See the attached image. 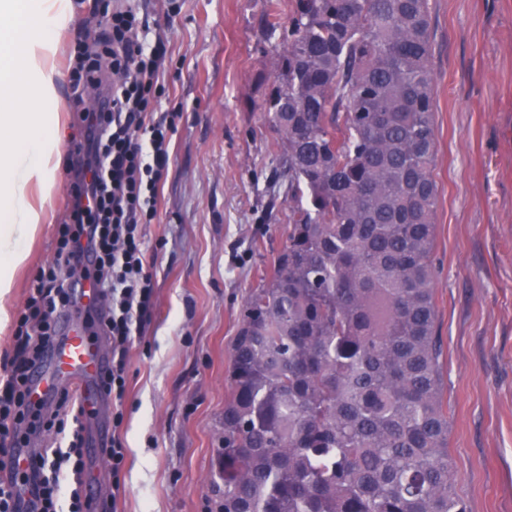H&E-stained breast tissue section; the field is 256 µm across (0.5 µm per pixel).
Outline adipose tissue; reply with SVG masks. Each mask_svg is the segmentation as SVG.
Returning a JSON list of instances; mask_svg holds the SVG:
<instances>
[{
    "label": "adipose tissue",
    "instance_id": "adipose-tissue-1",
    "mask_svg": "<svg viewBox=\"0 0 512 512\" xmlns=\"http://www.w3.org/2000/svg\"><path fill=\"white\" fill-rule=\"evenodd\" d=\"M71 19V0H0V63L8 71L0 78V297L14 288L57 185L64 103L56 57ZM28 86L38 91L29 101Z\"/></svg>",
    "mask_w": 512,
    "mask_h": 512
}]
</instances>
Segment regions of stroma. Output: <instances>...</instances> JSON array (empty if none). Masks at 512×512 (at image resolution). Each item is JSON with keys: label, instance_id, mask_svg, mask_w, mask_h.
Segmentation results:
<instances>
[{"label": "stroma", "instance_id": "stroma-1", "mask_svg": "<svg viewBox=\"0 0 512 512\" xmlns=\"http://www.w3.org/2000/svg\"><path fill=\"white\" fill-rule=\"evenodd\" d=\"M113 0H72L57 62L66 75L63 165L52 208L0 299L12 320L51 260L70 210L82 114L68 81L76 44ZM161 40V111L175 132L147 225L155 304L127 356L122 400L103 397L84 436L120 435L86 467L92 506L119 512H216L229 351L242 304L288 237V203L270 184L274 134L264 110L276 52L262 51L269 0H135ZM439 190L434 292L444 341L448 452L471 512H512V0H429Z\"/></svg>", "mask_w": 512, "mask_h": 512}]
</instances>
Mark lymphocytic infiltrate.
<instances>
[{
    "label": "lymphocytic infiltrate",
    "instance_id": "1",
    "mask_svg": "<svg viewBox=\"0 0 512 512\" xmlns=\"http://www.w3.org/2000/svg\"><path fill=\"white\" fill-rule=\"evenodd\" d=\"M147 28L146 17L129 8L118 9L112 13L111 33L80 48L75 93H97L104 105L83 115L82 137L75 147L70 221L60 225L54 257L31 284V312L20 319L15 331L23 356L0 381L1 443L14 447L28 443L33 419L60 432L66 424L81 422L80 414L67 412L68 394H61L51 411L29 398L30 372L56 337V314L75 304L71 289L75 268H83L108 300L100 327L112 341V370L102 391L118 400L124 396L131 336L141 332L155 299L142 228L157 216L158 187L174 132L166 118L153 116L166 47L159 41L140 40L139 31ZM87 255L92 263H84ZM80 444L76 430L67 448H42L28 467L12 466L0 479V512H17L22 493L28 496L29 512H60L64 499L69 502L67 512H87L89 503L79 490H64L60 481L66 469L76 477L82 474Z\"/></svg>",
    "mask_w": 512,
    "mask_h": 512
}]
</instances>
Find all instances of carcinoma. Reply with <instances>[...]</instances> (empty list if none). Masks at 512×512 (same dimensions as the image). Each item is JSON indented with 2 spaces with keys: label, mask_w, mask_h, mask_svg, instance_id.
I'll list each match as a JSON object with an SVG mask.
<instances>
[{
  "label": "carcinoma",
  "mask_w": 512,
  "mask_h": 512,
  "mask_svg": "<svg viewBox=\"0 0 512 512\" xmlns=\"http://www.w3.org/2000/svg\"><path fill=\"white\" fill-rule=\"evenodd\" d=\"M429 0H291L266 99L288 240L248 294L219 512H468L448 453Z\"/></svg>",
  "instance_id": "1"
}]
</instances>
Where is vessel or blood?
Returning <instances> with one entry per match:
<instances>
[{
	"instance_id": "obj_1",
	"label": "vessel or blood",
	"mask_w": 512,
	"mask_h": 512,
	"mask_svg": "<svg viewBox=\"0 0 512 512\" xmlns=\"http://www.w3.org/2000/svg\"><path fill=\"white\" fill-rule=\"evenodd\" d=\"M74 294L77 307L60 314L58 337L31 376L32 399L41 404L60 390L71 388L77 393L79 407H86L93 383L99 382L109 369L107 359L88 336L80 317L81 309H101L99 292L86 282Z\"/></svg>"
}]
</instances>
